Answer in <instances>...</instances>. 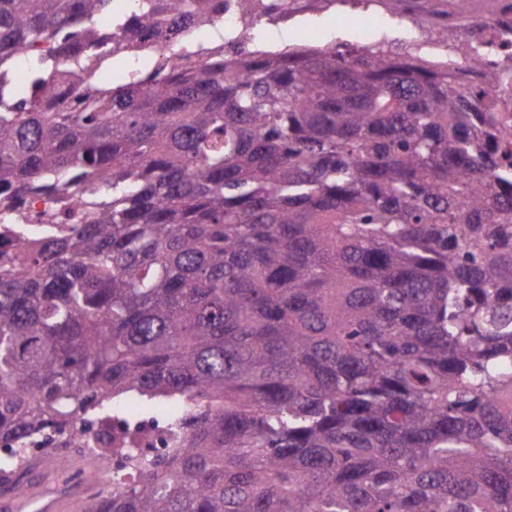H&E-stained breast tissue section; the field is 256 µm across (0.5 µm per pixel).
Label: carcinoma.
<instances>
[{"mask_svg":"<svg viewBox=\"0 0 512 512\" xmlns=\"http://www.w3.org/2000/svg\"><path fill=\"white\" fill-rule=\"evenodd\" d=\"M0 0V444L174 405L90 512H512V164L453 63L191 51L224 0ZM143 35L168 58L123 65ZM81 196L62 233L16 200ZM121 403L122 407L126 406V408L133 411V415L135 416L149 417L152 415H161L163 417V412H167L169 409L167 401L163 400H157L151 404H145L136 397H130L129 399L125 397L122 399Z\"/></svg>","mask_w":512,"mask_h":512,"instance_id":"1","label":"carcinoma"}]
</instances>
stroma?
<instances>
[{
	"instance_id": "1",
	"label": "stroma",
	"mask_w": 512,
	"mask_h": 512,
	"mask_svg": "<svg viewBox=\"0 0 512 512\" xmlns=\"http://www.w3.org/2000/svg\"><path fill=\"white\" fill-rule=\"evenodd\" d=\"M302 15H289L285 24L289 40L265 42L253 39V47L284 50L300 46L328 48L331 46H359L363 30L372 28L376 34L372 45L388 49L403 57L422 60L427 64L446 62L448 55L441 46L407 41L410 28L447 23L452 0H435L431 11H423L419 0H371L369 6L358 5L357 0H335L324 7L321 0H303Z\"/></svg>"
}]
</instances>
